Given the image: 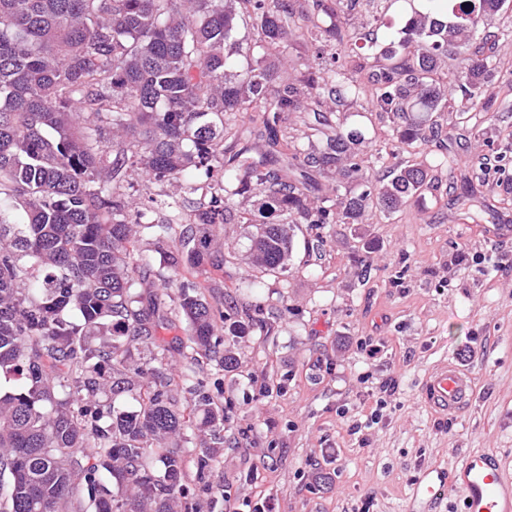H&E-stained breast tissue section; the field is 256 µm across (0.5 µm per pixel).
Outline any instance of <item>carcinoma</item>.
I'll use <instances>...</instances> for the list:
<instances>
[{
	"label": "carcinoma",
	"instance_id": "carcinoma-1",
	"mask_svg": "<svg viewBox=\"0 0 512 512\" xmlns=\"http://www.w3.org/2000/svg\"><path fill=\"white\" fill-rule=\"evenodd\" d=\"M374 2L0 0V200L15 212L0 215V380L17 383L0 390L3 512H203L178 441L212 433L196 456L204 478L223 451L224 409L192 369L166 373V349H142L167 322L160 311L173 309L190 359L239 368L218 324L240 336L263 307L215 309L183 276L228 262L214 254L215 229H248L251 285L280 278L299 225L319 247L327 224L421 202L432 188L425 147L474 139L512 110L497 91L512 29L498 49L481 32L506 0H435L387 42ZM238 5L260 50L298 39L314 60L278 69L260 56L236 68ZM447 58L451 84L440 74ZM364 99L390 119V147L374 154L388 180L364 160L378 135L344 121ZM447 113L466 120L450 126ZM295 122L301 133L287 135ZM325 174L335 184L317 180ZM135 175L175 183L184 197L145 196ZM464 183L448 220L480 224L493 204ZM160 206L178 220H150ZM144 230L173 293L140 291ZM103 331L112 341L95 342Z\"/></svg>",
	"mask_w": 512,
	"mask_h": 512
}]
</instances>
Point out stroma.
<instances>
[{
  "mask_svg": "<svg viewBox=\"0 0 512 512\" xmlns=\"http://www.w3.org/2000/svg\"><path fill=\"white\" fill-rule=\"evenodd\" d=\"M484 138L507 155L504 169L482 175L470 164L475 148L461 145L421 206L328 225L316 257L310 232L297 231L287 280L247 288L249 242L242 228L222 229L237 257L201 273L205 296L216 307L228 296L262 302L270 331L238 340L235 372L199 366L237 443L205 482L187 468L207 512H248L261 498L275 512H408L421 472L454 469L464 452L493 453L512 471V202L480 224L439 214L459 175L499 198L512 189V112L485 123ZM361 338L378 344L375 356ZM448 363L473 384L450 416L422 396L426 377ZM390 378L382 418L368 424Z\"/></svg>",
  "mask_w": 512,
  "mask_h": 512,
  "instance_id": "35a3bbf8",
  "label": "stroma"
}]
</instances>
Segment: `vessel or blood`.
Wrapping results in <instances>:
<instances>
[{
    "instance_id": "b4317fda",
    "label": "vessel or blood",
    "mask_w": 512,
    "mask_h": 512,
    "mask_svg": "<svg viewBox=\"0 0 512 512\" xmlns=\"http://www.w3.org/2000/svg\"><path fill=\"white\" fill-rule=\"evenodd\" d=\"M471 389L469 374L451 364L427 377L422 394L430 406L452 414L467 403ZM450 491L457 495L463 512H512V473L489 455L467 453L450 473L438 468L425 470L415 483L412 499L433 504Z\"/></svg>"
}]
</instances>
